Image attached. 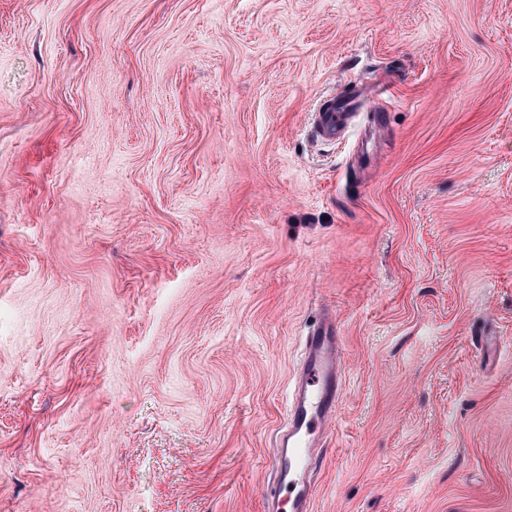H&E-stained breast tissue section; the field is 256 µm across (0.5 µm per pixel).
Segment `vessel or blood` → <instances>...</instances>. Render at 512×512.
Here are the masks:
<instances>
[{
  "instance_id": "vessel-or-blood-1",
  "label": "vessel or blood",
  "mask_w": 512,
  "mask_h": 512,
  "mask_svg": "<svg viewBox=\"0 0 512 512\" xmlns=\"http://www.w3.org/2000/svg\"><path fill=\"white\" fill-rule=\"evenodd\" d=\"M358 108L354 100H329L314 120L317 135L331 143L342 141ZM340 391L339 339L334 326L323 325L307 338L304 363L288 405V430L274 463L279 488L288 494V512H311L315 485L308 474L317 465L320 436L336 412Z\"/></svg>"
}]
</instances>
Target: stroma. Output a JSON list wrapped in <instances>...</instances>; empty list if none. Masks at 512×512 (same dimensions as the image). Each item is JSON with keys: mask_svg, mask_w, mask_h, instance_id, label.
<instances>
[{"mask_svg": "<svg viewBox=\"0 0 512 512\" xmlns=\"http://www.w3.org/2000/svg\"><path fill=\"white\" fill-rule=\"evenodd\" d=\"M328 311L312 512H512V0H0V512H264ZM359 103L350 100L338 103L335 99L327 102L323 112H318L314 120L317 135L326 142H341L347 133L350 123L359 115Z\"/></svg>", "mask_w": 512, "mask_h": 512, "instance_id": "stroma-1", "label": "stroma"}]
</instances>
